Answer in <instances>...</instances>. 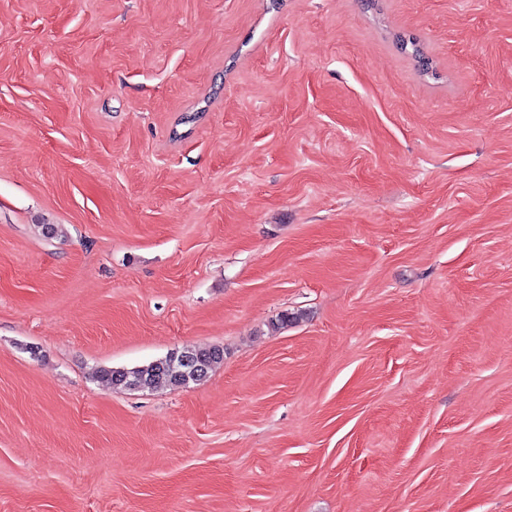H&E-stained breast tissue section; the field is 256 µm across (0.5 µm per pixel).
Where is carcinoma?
<instances>
[{
  "label": "carcinoma",
  "mask_w": 512,
  "mask_h": 512,
  "mask_svg": "<svg viewBox=\"0 0 512 512\" xmlns=\"http://www.w3.org/2000/svg\"><path fill=\"white\" fill-rule=\"evenodd\" d=\"M187 357L203 365L209 372L223 359V351L218 348L184 347L146 365L132 369H101L95 372V376L115 388L128 390L143 391L162 383L177 388L186 387L189 385L184 374V359Z\"/></svg>",
  "instance_id": "cac0c4a2"
}]
</instances>
